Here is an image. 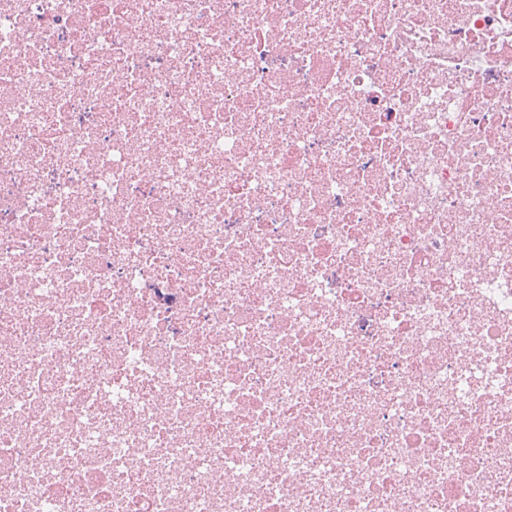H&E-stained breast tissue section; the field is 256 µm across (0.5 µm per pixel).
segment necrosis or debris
<instances>
[{
    "label": "necrosis or debris",
    "instance_id": "4bbe7bcc",
    "mask_svg": "<svg viewBox=\"0 0 512 512\" xmlns=\"http://www.w3.org/2000/svg\"><path fill=\"white\" fill-rule=\"evenodd\" d=\"M0 512H512V0H0Z\"/></svg>",
    "mask_w": 512,
    "mask_h": 512
}]
</instances>
